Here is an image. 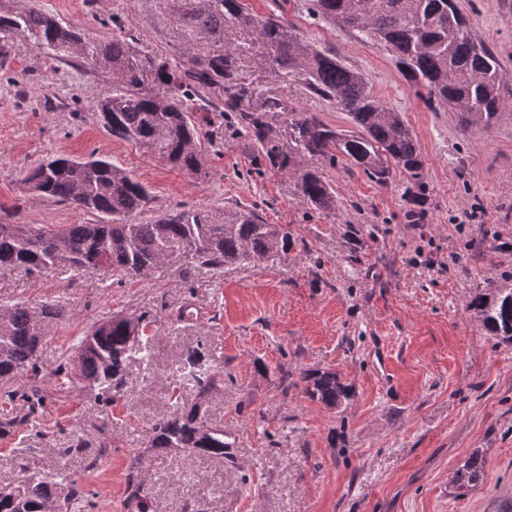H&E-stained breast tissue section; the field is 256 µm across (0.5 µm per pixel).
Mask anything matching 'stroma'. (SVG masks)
<instances>
[{
	"label": "stroma",
	"mask_w": 512,
	"mask_h": 512,
	"mask_svg": "<svg viewBox=\"0 0 512 512\" xmlns=\"http://www.w3.org/2000/svg\"><path fill=\"white\" fill-rule=\"evenodd\" d=\"M92 39H135L139 49L180 62L208 38L186 20L193 0H40ZM252 14L279 16L304 39L360 72L399 112L421 152L423 187L403 174L377 186L349 161L324 174L336 209L315 210L288 174L255 165L232 119L203 127L204 172L171 165L159 145L112 136L97 101L105 68L57 61L32 41L0 39V209L15 223L84 224L91 214L32 198L28 172L56 155L105 156L143 183L152 201L141 221L204 205L216 215L249 207L268 224L290 225L294 243L256 265L178 276L186 257L171 250L149 276L109 270H44L5 277L0 298L66 311L46 337L40 365L46 398L41 434L0 436V481L17 458L45 473L65 467L83 486L86 512H126L132 454L145 462L153 512H512V345L468 311L488 282L512 288V105L489 127L468 125L411 87L383 47L312 18L305 0H242ZM472 29L512 80V0H456ZM256 46L240 58L244 77L339 131L352 130L335 102L276 69ZM422 212L421 223L409 220ZM475 220H468V213ZM197 320H179L184 305ZM150 320V373L134 374L118 404L55 378L57 365L97 322L114 315ZM201 348L223 370L207 417L223 425L235 464L184 459L149 448L150 428L168 409L172 367ZM330 368L350 387L329 408L303 391L304 372ZM112 421V445L95 468L63 458L73 436L95 440ZM486 479L458 494L454 471L472 452Z\"/></svg>",
	"instance_id": "1"
}]
</instances>
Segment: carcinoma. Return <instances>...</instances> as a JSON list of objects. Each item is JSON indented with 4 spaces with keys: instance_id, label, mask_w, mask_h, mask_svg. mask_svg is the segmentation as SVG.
<instances>
[{
    "instance_id": "obj_1",
    "label": "carcinoma",
    "mask_w": 512,
    "mask_h": 512,
    "mask_svg": "<svg viewBox=\"0 0 512 512\" xmlns=\"http://www.w3.org/2000/svg\"><path fill=\"white\" fill-rule=\"evenodd\" d=\"M308 13L329 24L358 32L369 44L389 49L406 81L426 89L430 101L451 108L471 124L486 127L512 104V88L500 72L495 51L471 29L454 0H308ZM189 23L203 31L218 48L191 46L179 65L134 49L121 37L92 40L35 4L0 0V38L23 36L57 57L69 52L112 73V84L98 100L101 114L110 115L105 128L114 136L143 145L162 142L173 166L197 175L203 170L201 124L211 112L232 114L254 156L293 176L302 197L315 209L336 208V192L323 168L345 157L377 183L388 184L392 170L404 174L416 188L423 185V161L413 132L399 113L378 100L362 75L334 54L314 47L274 16L258 18L240 0H195ZM259 28L276 64L304 77L310 92L336 102L356 130L339 133L314 115L291 112L283 117L278 98L254 95L239 72L245 44L228 34ZM224 87V108L206 91ZM36 196L91 214L88 224L58 227L28 226L20 235L0 222V272L27 273L66 264L89 268L104 259L112 270L144 276L158 268L166 252L181 247L191 261L181 268L185 280L196 266L220 270L243 261L260 262L272 252L287 253L294 243L287 225L267 224L249 208L224 213L217 222L202 207L164 213L148 224L137 222L150 203L146 188L106 158L60 156L39 165L26 178ZM0 312V387L4 405L0 434L32 424L42 404L43 378L39 353L50 323L62 319L58 304L3 305ZM468 309L483 328L512 343V288L488 287L474 295ZM149 323L113 316L95 326L58 364L54 375L76 379L97 391L106 404L116 402L128 378L147 358ZM224 374L207 363L199 350L188 352L176 368L169 393L168 414L151 427L149 447L162 453L234 461L224 429L208 423L206 403L218 391ZM305 394L334 408L348 396V386L331 370H315L302 378ZM188 386L198 401L187 408L181 389ZM18 481L0 489V512H81L87 494L59 470L32 472L21 466ZM485 460L475 452L458 469L453 485L468 491L483 482ZM149 490L142 479L140 457L127 473L128 512H149Z\"/></svg>"
}]
</instances>
